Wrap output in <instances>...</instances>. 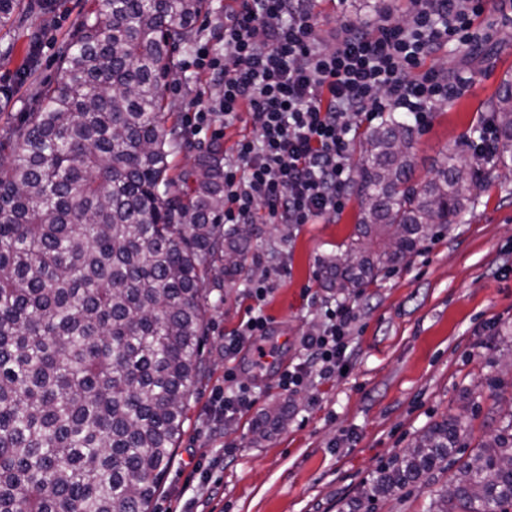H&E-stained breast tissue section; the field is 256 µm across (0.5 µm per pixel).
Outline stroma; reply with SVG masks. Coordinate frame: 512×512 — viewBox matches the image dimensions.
<instances>
[{
	"label": "stroma",
	"instance_id": "obj_1",
	"mask_svg": "<svg viewBox=\"0 0 512 512\" xmlns=\"http://www.w3.org/2000/svg\"><path fill=\"white\" fill-rule=\"evenodd\" d=\"M375 0H311L323 29L338 22L372 20ZM103 0H31L13 27L0 29V131L18 127L41 88L52 82L67 36L87 10ZM486 0L475 26L492 51L464 63V46L441 48L425 67L445 71L465 85L461 95L437 103L427 125L417 127L414 181L434 176L443 156L468 155L467 143L491 119L486 103L504 77L512 76V22ZM191 53L175 55L176 69L165 98L179 122L198 99L213 100L209 73L191 66ZM486 174L461 223L437 228L400 265L350 296L321 288L314 276L319 258L336 252L355 232L359 200L349 195L341 212L295 226L282 240L279 226L259 210L263 235L252 244L261 266L224 283L210 298L204 346L206 369L190 398L173 464L153 512H344L369 484L375 470L403 455L413 437L449 414H462L458 444L474 448L501 425L512 406V174L494 159L480 161ZM270 279L263 304L270 352L255 369L254 348L224 358V338L238 328L251 304V283ZM353 304L342 373L311 379L291 395L278 388L286 366L304 359L302 340L318 331L326 307ZM234 368L254 391L249 411L225 421L212 402ZM289 403L287 424L254 444L264 410ZM234 449L225 457V449ZM452 471H437L406 485L378 512H427Z\"/></svg>",
	"mask_w": 512,
	"mask_h": 512
}]
</instances>
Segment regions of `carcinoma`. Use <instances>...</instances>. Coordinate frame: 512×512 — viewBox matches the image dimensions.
<instances>
[{"instance_id": "carcinoma-1", "label": "carcinoma", "mask_w": 512, "mask_h": 512, "mask_svg": "<svg viewBox=\"0 0 512 512\" xmlns=\"http://www.w3.org/2000/svg\"><path fill=\"white\" fill-rule=\"evenodd\" d=\"M21 0H0V27ZM210 0H107L72 34L57 78L0 142V512H152L205 371L207 295L243 271L250 241L224 225V144L168 124L162 81ZM493 156L512 161V80L488 103ZM195 166L170 176L171 152ZM413 129H371L357 179L355 237L318 260L349 294L460 221L483 183L451 155L412 185ZM289 405L266 409L267 439ZM461 418L434 422L381 466L347 512L456 464L428 512H512V411L458 448Z\"/></svg>"}]
</instances>
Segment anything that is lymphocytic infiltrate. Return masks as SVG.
<instances>
[{"label": "lymphocytic infiltrate", "instance_id": "obj_1", "mask_svg": "<svg viewBox=\"0 0 512 512\" xmlns=\"http://www.w3.org/2000/svg\"><path fill=\"white\" fill-rule=\"evenodd\" d=\"M484 0H411L409 16L368 24L340 23L322 33L309 0H241L224 17V52L208 46L195 65L220 87L216 102L196 101L193 129L215 122L232 127L249 112L258 136H241L224 160V221L252 224L265 208L279 224H308L341 211L351 179L348 135L354 124L388 112L427 124L435 103L463 87L423 61L441 46L468 45ZM271 286L254 283V301L240 329L224 342L237 353L245 337L263 336L261 308ZM326 322L305 336L304 362L284 369L278 386L295 392L312 374L335 375L347 350L354 308L327 309Z\"/></svg>", "mask_w": 512, "mask_h": 512}]
</instances>
